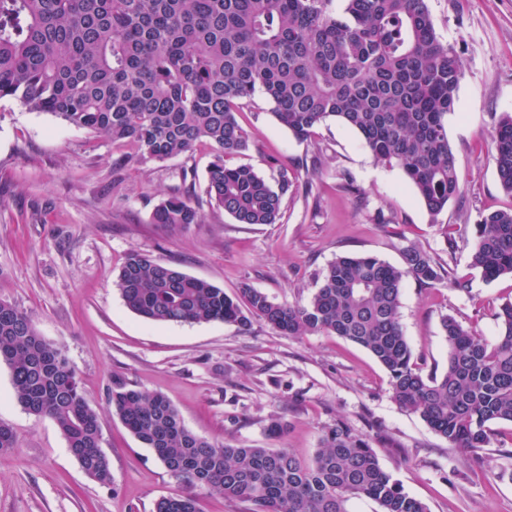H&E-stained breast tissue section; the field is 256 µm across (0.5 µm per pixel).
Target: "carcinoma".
<instances>
[{
    "label": "carcinoma",
    "instance_id": "1",
    "mask_svg": "<svg viewBox=\"0 0 512 512\" xmlns=\"http://www.w3.org/2000/svg\"><path fill=\"white\" fill-rule=\"evenodd\" d=\"M0 0V99L49 113L130 146L116 166L164 162L199 142L213 147L206 194L239 224H275L296 191L284 169L268 182L233 159L249 150L242 102L263 93L271 115L298 139L337 120L373 158L397 167L436 216L463 197L446 117L462 77L453 47L437 35L427 0ZM502 189L512 194V113L493 116ZM151 223L170 230L202 223L197 205L171 194ZM471 268L488 280L512 274V210L475 225ZM403 264L375 255L339 256L303 304L278 303L248 285L224 289L137 250L115 286L128 310L156 323L237 324L258 317L284 336L327 333L372 354L389 374L394 401L454 448L490 444L494 422H512V303L489 342L454 318L442 373L422 375L400 319L404 284L434 286L447 271L430 253L401 248ZM16 401L50 417L84 474L111 481L100 447L102 417L87 401L63 352L32 319L0 299V363ZM115 414L178 480L251 505V512H347L352 497L379 512H428L380 465L367 437L338 422L307 462L285 448L212 442L190 431L159 392L115 379ZM155 512H200L196 498H160Z\"/></svg>",
    "mask_w": 512,
    "mask_h": 512
}]
</instances>
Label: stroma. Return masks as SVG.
I'll use <instances>...</instances> for the list:
<instances>
[{"label":"stroma","mask_w":512,"mask_h":512,"mask_svg":"<svg viewBox=\"0 0 512 512\" xmlns=\"http://www.w3.org/2000/svg\"><path fill=\"white\" fill-rule=\"evenodd\" d=\"M428 6L463 72L448 141L464 196L435 217L402 171L377 163L354 130L330 120L297 140L259 92L239 115L251 140L240 160L270 182L288 168L298 186L280 221L267 225L237 223L208 204V144L118 171L127 145L0 100V299L24 310L75 367L103 418L112 471L109 483L89 479L53 420L16 401L11 371L0 363V421L16 435L14 448L0 453V512H154L161 497L191 492L111 414L117 377L166 395L199 436L285 447L307 460L323 429L343 421L371 439L383 469L429 512H512V423H493L490 445L473 457L402 410L387 371L355 344L324 333L284 336L257 318L245 330L154 323L129 311L115 286L127 254L138 250L230 295L246 284L273 301L303 303L337 256L371 254L397 265L401 247L413 244L471 282L464 292L406 281L401 324L416 368H446L442 316L495 340L494 314L512 302V276L484 280L468 265L467 242L483 215L512 209L490 136L493 114L512 113V0ZM183 186L202 223L178 231L151 223L155 204ZM449 236L458 243L452 257ZM273 416L285 427L277 438L266 431Z\"/></svg>","instance_id":"35a3bbf8"}]
</instances>
